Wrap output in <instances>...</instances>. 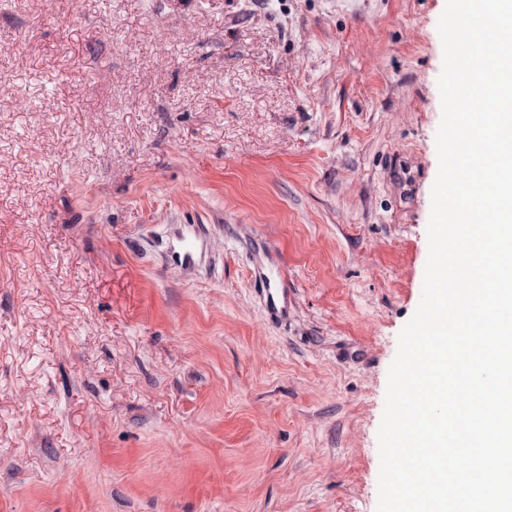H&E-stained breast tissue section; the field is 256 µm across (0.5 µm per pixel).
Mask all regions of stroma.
<instances>
[{"label": "stroma", "instance_id": "1", "mask_svg": "<svg viewBox=\"0 0 512 512\" xmlns=\"http://www.w3.org/2000/svg\"><path fill=\"white\" fill-rule=\"evenodd\" d=\"M445 5L0 0V512H376ZM268 264L264 268L259 264L253 268L255 290L265 299V309L272 320H286L288 307L291 305V291L288 278L278 259L266 255ZM269 265L275 273L271 271Z\"/></svg>", "mask_w": 512, "mask_h": 512}]
</instances>
